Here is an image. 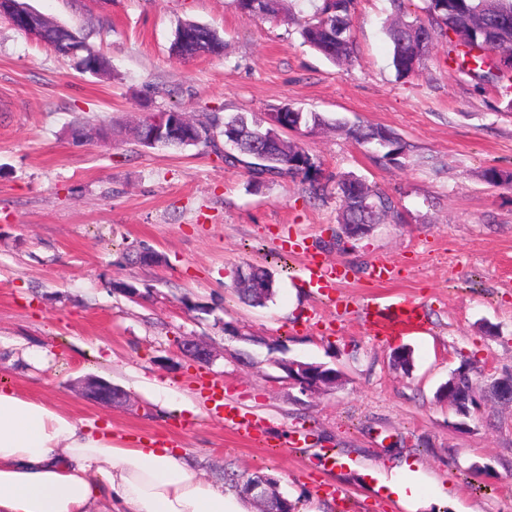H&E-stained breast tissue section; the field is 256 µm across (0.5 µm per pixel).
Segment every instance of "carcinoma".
I'll list each match as a JSON object with an SVG mask.
<instances>
[{"mask_svg":"<svg viewBox=\"0 0 512 512\" xmlns=\"http://www.w3.org/2000/svg\"><path fill=\"white\" fill-rule=\"evenodd\" d=\"M390 2L396 19L388 26L386 34L392 44V66L398 77L418 71L428 53L427 44L438 36H445L448 52L455 53L453 61L457 63L458 72L477 82L491 79L512 93V0H425V20L418 16L406 19L404 0ZM236 3L242 13L262 20L276 19L285 11V0H265L261 13L251 10L250 0H236ZM356 4L357 0H318L313 14L301 27L304 42L334 62H351L350 31ZM42 41L59 55L71 57L70 33L63 28L48 27ZM171 51L184 61L202 55L219 58L224 53V40L210 27L186 21L176 30ZM178 115L176 110L153 114L138 128V142L145 144L157 128L156 122L168 126ZM196 124L193 141H179L173 147L181 149L192 145L216 152L229 126L236 129L246 143L261 126L275 131L281 125L295 132L303 126L315 128L328 121L317 113H304L294 108L285 112L280 108L269 113L265 120L250 119L242 113L228 118L211 113L203 120H196ZM346 132L360 145L372 144L384 150L383 157L392 161L407 149L397 134L382 127L349 126ZM263 168L274 176L300 177L309 182L313 190L329 192L328 185L315 178V161L296 141H289L288 150L272 155L263 163ZM334 190L341 224H382L388 218L400 220L392 198L359 178L339 179ZM249 269V274L237 279L236 293L243 302L264 307L275 293L273 275L261 265L251 264Z\"/></svg>","mask_w":512,"mask_h":512,"instance_id":"obj_1","label":"carcinoma"}]
</instances>
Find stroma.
Returning <instances> with one entry per match:
<instances>
[{
	"instance_id": "1",
	"label": "stroma",
	"mask_w": 512,
	"mask_h": 512,
	"mask_svg": "<svg viewBox=\"0 0 512 512\" xmlns=\"http://www.w3.org/2000/svg\"><path fill=\"white\" fill-rule=\"evenodd\" d=\"M25 2L90 34L110 70L79 72L0 16V387L119 437L171 442L211 479L227 467L270 475L300 512L373 505L379 476L407 457L452 499L428 512H512V407L487 389L512 372V187L482 177L489 167L512 173V96L449 68L442 37L418 72L397 77L384 31L389 0H358L355 57L344 65L304 44L296 21L311 14V0H292L291 23L246 16L235 0ZM184 21L216 30L223 57H173ZM286 105L327 120L295 135L321 180L352 175L379 188L399 223L347 239L335 196L313 195L302 180L257 178L211 151L134 140L159 111L262 118ZM79 120L111 124V139L72 140ZM335 120L390 129L409 149L383 159L332 128ZM292 236L351 278L323 297L304 288L301 257L280 247ZM143 247L159 263L125 264L124 253ZM378 262L395 269L392 280L370 281ZM249 263L274 275L267 306L235 295V272ZM115 280L135 282L140 297L113 291ZM374 296L411 302L419 327L376 332L365 310ZM228 322L260 344L229 340ZM184 336L207 341L218 359L181 356ZM400 346L413 352L407 374L391 362ZM27 349L39 363L16 360ZM275 354L327 365L341 381L302 394L272 364ZM466 362L481 408L461 429L436 391ZM87 376L120 386L129 403L86 400L76 383ZM208 381L252 411L268 447L206 407ZM293 431L306 435L304 446H289ZM327 448L344 467L322 470ZM475 462L490 465L493 479L469 474ZM322 485L339 496L319 493Z\"/></svg>"
}]
</instances>
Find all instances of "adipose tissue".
Segmentation results:
<instances>
[{"mask_svg": "<svg viewBox=\"0 0 512 512\" xmlns=\"http://www.w3.org/2000/svg\"><path fill=\"white\" fill-rule=\"evenodd\" d=\"M382 483L402 505L445 499L408 462ZM0 512H252L249 496L207 479L175 448L130 445L112 429L0 389Z\"/></svg>", "mask_w": 512, "mask_h": 512, "instance_id": "adipose-tissue-1", "label": "adipose tissue"}]
</instances>
